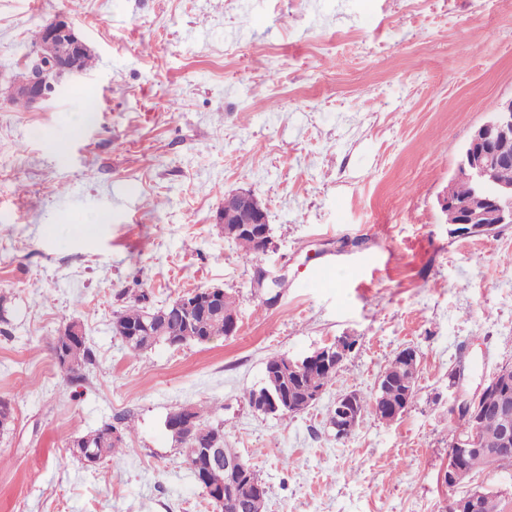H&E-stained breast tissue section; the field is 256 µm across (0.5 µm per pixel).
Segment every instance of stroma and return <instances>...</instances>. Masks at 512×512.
<instances>
[{"mask_svg": "<svg viewBox=\"0 0 512 512\" xmlns=\"http://www.w3.org/2000/svg\"><path fill=\"white\" fill-rule=\"evenodd\" d=\"M58 16L93 69L34 107L0 100V512H215L165 427L185 406L223 424L266 512H444L451 376L470 396L512 365V224L461 232L441 210L462 147L512 99V0H0L1 85ZM237 190L271 227L256 265L215 221ZM214 286L235 335L133 352L112 329ZM73 321L95 355L80 384L52 353ZM342 337L306 411L245 400L270 356ZM407 347L408 409L337 440V396L373 397ZM118 417L112 457L71 455Z\"/></svg>", "mask_w": 512, "mask_h": 512, "instance_id": "stroma-1", "label": "stroma"}]
</instances>
